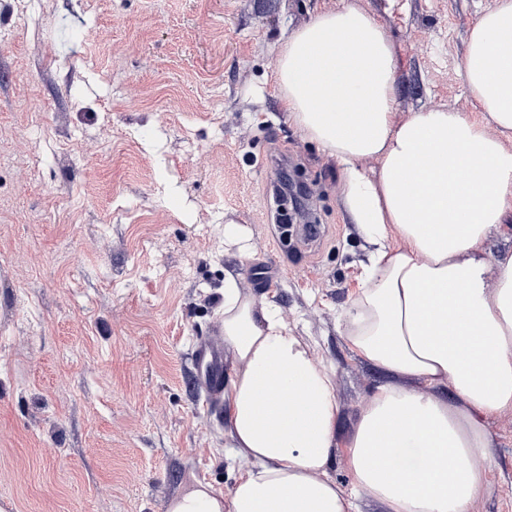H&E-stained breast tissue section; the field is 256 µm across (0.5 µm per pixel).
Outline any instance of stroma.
Wrapping results in <instances>:
<instances>
[{"label":"stroma","instance_id":"35a3bbf8","mask_svg":"<svg viewBox=\"0 0 512 512\" xmlns=\"http://www.w3.org/2000/svg\"><path fill=\"white\" fill-rule=\"evenodd\" d=\"M350 1L390 38L399 118L473 114L457 64L490 0H0V512H164L193 478L232 492L194 357L228 272L276 290L352 428L381 380L338 329L362 242L341 165L273 78L283 40ZM286 172L308 194L284 235ZM230 222L252 257L225 255ZM488 430L475 512H512V411Z\"/></svg>","mask_w":512,"mask_h":512}]
</instances>
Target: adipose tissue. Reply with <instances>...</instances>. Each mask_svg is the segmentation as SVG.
Masks as SVG:
<instances>
[{
	"instance_id": "ef3b65f1",
	"label": "adipose tissue",
	"mask_w": 512,
	"mask_h": 512,
	"mask_svg": "<svg viewBox=\"0 0 512 512\" xmlns=\"http://www.w3.org/2000/svg\"><path fill=\"white\" fill-rule=\"evenodd\" d=\"M459 70L480 119L441 109L402 119L396 59L371 15L326 10L280 45L283 108L341 164L365 243L339 327L384 380L338 439L333 367L273 294L226 275L224 445L245 468L230 495L197 480L166 512H357L360 497L382 512H473L488 494L487 423L512 410V147L502 141L512 134V0L478 14ZM340 447L348 490L327 476Z\"/></svg>"
}]
</instances>
